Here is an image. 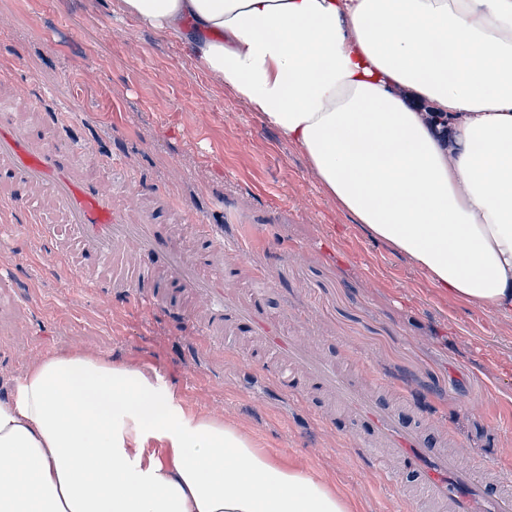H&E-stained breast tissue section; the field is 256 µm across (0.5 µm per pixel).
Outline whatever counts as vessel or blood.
<instances>
[{"instance_id":"obj_1","label":"vessel or blood","mask_w":512,"mask_h":512,"mask_svg":"<svg viewBox=\"0 0 512 512\" xmlns=\"http://www.w3.org/2000/svg\"><path fill=\"white\" fill-rule=\"evenodd\" d=\"M60 114L44 112L0 78V198L42 223L51 216L62 230L51 239L62 269L90 287L133 298L147 308L160 302L162 287L183 301L170 314L195 335L224 347L225 328L251 335L248 361L269 372L283 394L315 401L334 397L356 423L359 446L383 451L394 471L415 476L426 503L443 512H512V478L488 477L454 449L452 432L432 422H407L377 390L404 392L371 365L358 363L357 381L341 375L313 344L289 336L267 308V291L241 289L246 280H267L261 267H244L237 249L224 243L221 225L201 223L189 206L164 207L163 224L141 220L143 198L129 191L123 170L98 176L91 147L64 139Z\"/></svg>"}]
</instances>
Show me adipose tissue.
I'll use <instances>...</instances> for the list:
<instances>
[{
	"label": "adipose tissue",
	"mask_w": 512,
	"mask_h": 512,
	"mask_svg": "<svg viewBox=\"0 0 512 512\" xmlns=\"http://www.w3.org/2000/svg\"><path fill=\"white\" fill-rule=\"evenodd\" d=\"M436 288L512 312V0H122ZM0 512H349L155 369L75 349L0 395Z\"/></svg>",
	"instance_id": "1"
}]
</instances>
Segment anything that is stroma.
Listing matches in <instances>:
<instances>
[{"instance_id":"35a3bbf8","label":"stroma","mask_w":512,"mask_h":512,"mask_svg":"<svg viewBox=\"0 0 512 512\" xmlns=\"http://www.w3.org/2000/svg\"><path fill=\"white\" fill-rule=\"evenodd\" d=\"M0 68L46 111L69 109L62 137L124 162L132 186L163 188L224 227L269 274V306L327 357L343 345L408 384L401 413L435 416L485 462L512 466V313L435 288L407 256L369 236L318 183L304 154L121 0H0ZM54 225L0 207V391L49 351L85 349L155 368L184 406L223 419L257 448L340 491L351 512H438L399 495L355 447L352 426H322L274 390L242 350L220 351L146 311L51 273Z\"/></svg>"}]
</instances>
